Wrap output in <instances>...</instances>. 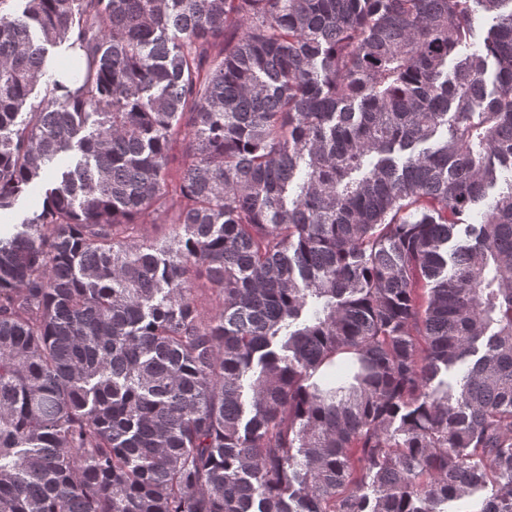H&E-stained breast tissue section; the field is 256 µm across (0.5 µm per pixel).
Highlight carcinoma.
Listing matches in <instances>:
<instances>
[{"instance_id":"carcinoma-1","label":"carcinoma","mask_w":512,"mask_h":512,"mask_svg":"<svg viewBox=\"0 0 512 512\" xmlns=\"http://www.w3.org/2000/svg\"><path fill=\"white\" fill-rule=\"evenodd\" d=\"M7 2L0 512H512V0ZM50 173H47L44 179L39 184L31 189L28 193L22 196L15 208L11 211L0 212V236H6L12 233L15 224L25 215H30L34 211H39L42 207L43 194L47 185L51 182L49 180Z\"/></svg>"}]
</instances>
